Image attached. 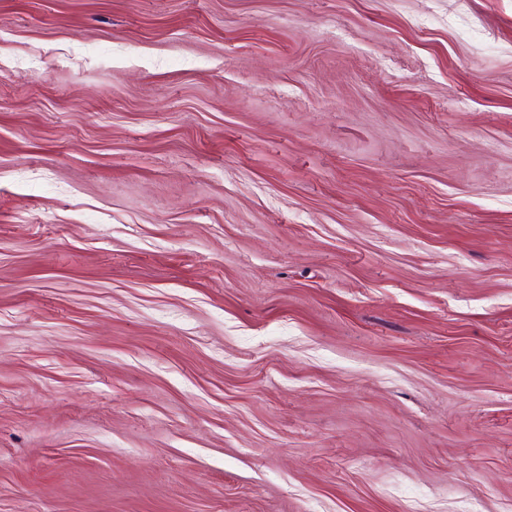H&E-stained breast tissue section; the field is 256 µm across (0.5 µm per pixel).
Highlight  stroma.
<instances>
[{
  "label": "stroma",
  "mask_w": 512,
  "mask_h": 512,
  "mask_svg": "<svg viewBox=\"0 0 512 512\" xmlns=\"http://www.w3.org/2000/svg\"><path fill=\"white\" fill-rule=\"evenodd\" d=\"M0 512H512V0H0Z\"/></svg>",
  "instance_id": "1"
}]
</instances>
